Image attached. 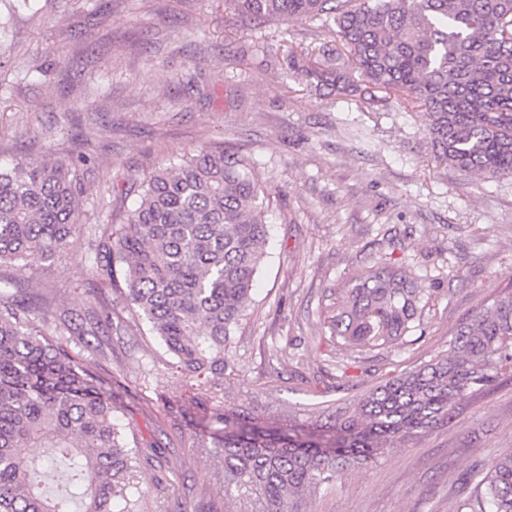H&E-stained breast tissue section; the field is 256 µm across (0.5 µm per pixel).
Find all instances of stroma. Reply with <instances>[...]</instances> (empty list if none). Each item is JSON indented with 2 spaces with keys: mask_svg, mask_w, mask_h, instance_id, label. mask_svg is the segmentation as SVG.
Returning <instances> with one entry per match:
<instances>
[{
  "mask_svg": "<svg viewBox=\"0 0 512 512\" xmlns=\"http://www.w3.org/2000/svg\"><path fill=\"white\" fill-rule=\"evenodd\" d=\"M334 48L310 22L241 23L225 0H0V159L87 153L81 221L68 252L0 266V291H55L77 308L93 285V225L132 208L156 168L205 144L248 157L269 193L267 258L235 340L233 399L270 416L340 408L448 348V331L512 271V179L441 163L422 114L316 89L289 52ZM393 250L438 296L401 348L353 363L328 342L320 302L351 263ZM82 349L152 465L143 512H224L217 460L177 429L186 398L146 322L121 312ZM163 401H156V394ZM512 452V377L377 466L349 472L317 512H449L467 469Z\"/></svg>",
  "mask_w": 512,
  "mask_h": 512,
  "instance_id": "obj_1",
  "label": "stroma"
}]
</instances>
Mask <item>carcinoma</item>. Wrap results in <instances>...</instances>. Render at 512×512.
<instances>
[{
	"mask_svg": "<svg viewBox=\"0 0 512 512\" xmlns=\"http://www.w3.org/2000/svg\"><path fill=\"white\" fill-rule=\"evenodd\" d=\"M244 21L334 25L336 57L364 81L423 114L437 158L488 178H512V0H227ZM310 83L346 90L329 62L293 55ZM91 157L0 165V265L53 260L83 231L79 166ZM268 193L251 161L201 147L142 182L121 225L88 256L92 280L165 344L183 377L182 438L221 463L224 512H314L354 468L377 464L447 425L512 372V283L464 317L448 349L388 376L348 405L282 424L226 394L231 360L266 257ZM435 299L389 253L356 264L324 296L336 351L350 359L399 348ZM114 300L60 310L47 292L0 293V512H141L134 438L76 348L112 334ZM67 484L48 487L58 467ZM453 512H512V453L473 472Z\"/></svg>",
	"mask_w": 512,
	"mask_h": 512,
	"instance_id": "1",
	"label": "carcinoma"
}]
</instances>
